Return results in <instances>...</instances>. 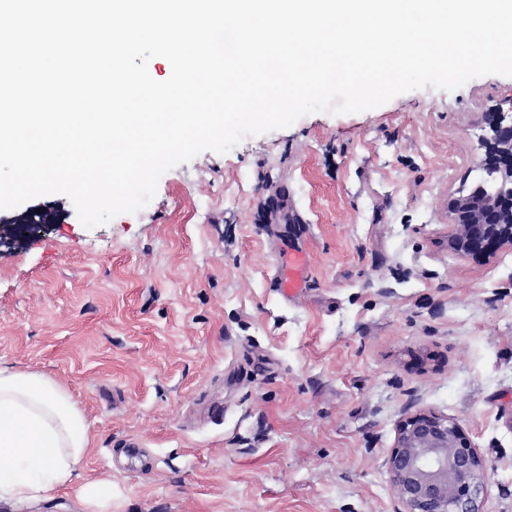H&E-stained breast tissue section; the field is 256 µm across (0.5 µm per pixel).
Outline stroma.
<instances>
[{"label": "stroma", "mask_w": 512, "mask_h": 512, "mask_svg": "<svg viewBox=\"0 0 512 512\" xmlns=\"http://www.w3.org/2000/svg\"><path fill=\"white\" fill-rule=\"evenodd\" d=\"M512 77L317 112L165 172L150 204L0 239V365L47 374L89 424L76 482L16 512H398L397 423L454 418L512 512V249L448 251V204L483 176ZM307 278L289 301L285 251ZM224 407L214 418L210 405ZM305 268L306 259L300 251L288 252V259L274 276L276 286L283 295L293 297L300 291ZM88 512H108L112 508V490L108 482H90L81 489Z\"/></svg>", "instance_id": "stroma-1"}]
</instances>
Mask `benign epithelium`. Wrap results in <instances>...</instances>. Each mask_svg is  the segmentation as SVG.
<instances>
[{
	"instance_id": "1",
	"label": "benign epithelium",
	"mask_w": 512,
	"mask_h": 512,
	"mask_svg": "<svg viewBox=\"0 0 512 512\" xmlns=\"http://www.w3.org/2000/svg\"><path fill=\"white\" fill-rule=\"evenodd\" d=\"M482 142L493 193L450 202L448 245L460 254L512 247V111L493 114ZM385 466L400 512H483L485 462L447 416L430 410L409 415L398 425Z\"/></svg>"
}]
</instances>
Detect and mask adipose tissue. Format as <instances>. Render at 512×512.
<instances>
[{
	"mask_svg": "<svg viewBox=\"0 0 512 512\" xmlns=\"http://www.w3.org/2000/svg\"><path fill=\"white\" fill-rule=\"evenodd\" d=\"M90 444L83 412L55 379L0 366V504L54 499Z\"/></svg>",
	"mask_w": 512,
	"mask_h": 512,
	"instance_id": "ef3b65f1",
	"label": "adipose tissue"
}]
</instances>
